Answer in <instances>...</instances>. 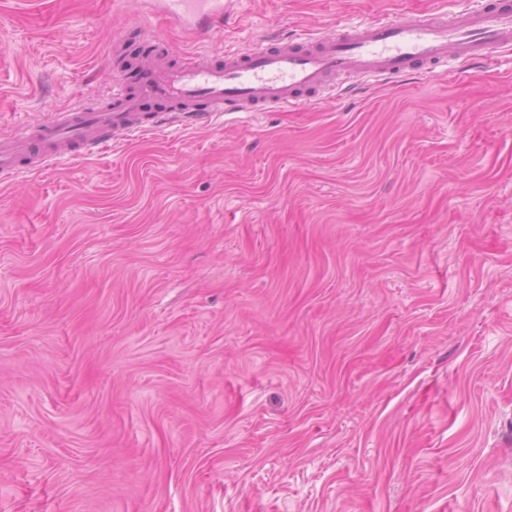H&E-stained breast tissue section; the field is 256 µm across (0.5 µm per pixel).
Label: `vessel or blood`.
Wrapping results in <instances>:
<instances>
[{"mask_svg":"<svg viewBox=\"0 0 512 512\" xmlns=\"http://www.w3.org/2000/svg\"><path fill=\"white\" fill-rule=\"evenodd\" d=\"M151 2L156 14L196 38L223 24L238 0ZM130 30L149 47L139 58L134 85L115 74L106 105L86 100L49 121L1 135L0 174L100 153L148 130L155 106L170 123H208L227 112L252 117L271 107L310 104L341 75L430 76L451 60L490 62L500 49L512 48V0H445L443 9L407 21L373 16L317 37L266 39L219 57L202 53L188 64L174 63L173 48L141 24Z\"/></svg>","mask_w":512,"mask_h":512,"instance_id":"1","label":"vessel or blood"}]
</instances>
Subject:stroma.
<instances>
[{"label":"stroma","instance_id":"obj_1","mask_svg":"<svg viewBox=\"0 0 512 512\" xmlns=\"http://www.w3.org/2000/svg\"><path fill=\"white\" fill-rule=\"evenodd\" d=\"M441 0H0V135L181 55ZM0 512H512V54L0 180ZM156 5L153 13L180 26L192 38L201 37L218 25L234 10L239 0H150Z\"/></svg>","mask_w":512,"mask_h":512}]
</instances>
